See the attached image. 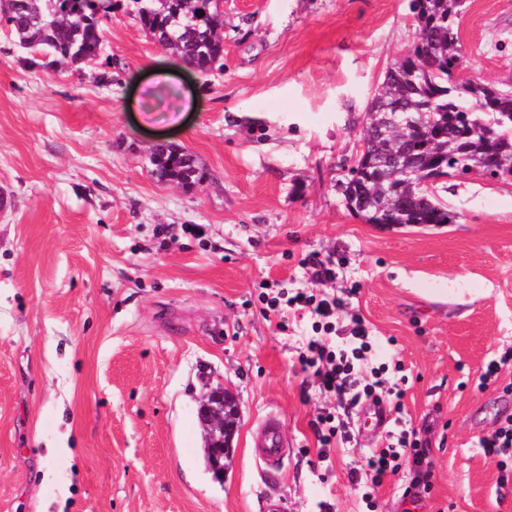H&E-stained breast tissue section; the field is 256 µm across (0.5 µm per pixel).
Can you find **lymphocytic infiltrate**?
<instances>
[{
    "instance_id": "lymphocytic-infiltrate-1",
    "label": "lymphocytic infiltrate",
    "mask_w": 512,
    "mask_h": 512,
    "mask_svg": "<svg viewBox=\"0 0 512 512\" xmlns=\"http://www.w3.org/2000/svg\"><path fill=\"white\" fill-rule=\"evenodd\" d=\"M259 300L266 312L280 315L282 309L288 307L309 313L314 319L313 334L301 350L299 361L304 367L313 369L322 392L334 394L339 403L338 408L320 412L314 421L321 446L348 441L341 410L353 409L380 389L395 399H402L404 391L398 383H385L381 369L368 368V355L373 345L361 317L352 316L348 334L340 345H329L327 338L336 332V314L344 309V299L333 294L317 296L283 289L273 294L261 293ZM387 441L386 448L366 459V468L372 473L371 483L376 487L385 477L398 473L403 458H411L418 467L427 454L425 441L419 439L401 415L395 417Z\"/></svg>"
}]
</instances>
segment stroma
<instances>
[{
    "label": "stroma",
    "instance_id": "obj_1",
    "mask_svg": "<svg viewBox=\"0 0 512 512\" xmlns=\"http://www.w3.org/2000/svg\"><path fill=\"white\" fill-rule=\"evenodd\" d=\"M411 0H224V58L182 63L125 9L90 64L49 65L0 23V512H406L408 468L367 507L348 481L386 429L349 417L302 371L307 319L261 312L263 286L345 299L372 363H402L403 415L428 441L417 512H512L480 439L512 416V178L439 184L453 224H367L338 188L365 112L415 39ZM466 78L512 86V0H467ZM164 143L206 176L159 178ZM195 233H185L186 225ZM341 257L314 282L312 254ZM240 409L223 478L202 459L199 401ZM279 470L254 452L267 415ZM314 425L322 447L330 448L331 444H335L338 440L341 442L349 440L345 421L341 418L335 407L324 409L320 412L314 421ZM287 446L282 423L273 415L267 416L254 438L255 455L267 468L276 469L283 459Z\"/></svg>",
    "mask_w": 512,
    "mask_h": 512
}]
</instances>
